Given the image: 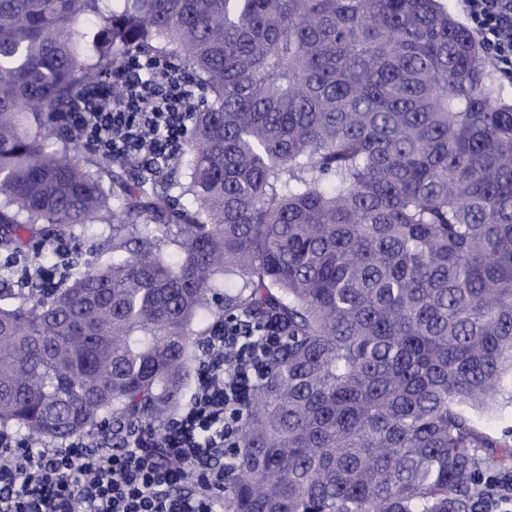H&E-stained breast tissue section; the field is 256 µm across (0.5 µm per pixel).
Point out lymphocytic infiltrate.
<instances>
[{
	"label": "lymphocytic infiltrate",
	"mask_w": 512,
	"mask_h": 512,
	"mask_svg": "<svg viewBox=\"0 0 512 512\" xmlns=\"http://www.w3.org/2000/svg\"><path fill=\"white\" fill-rule=\"evenodd\" d=\"M487 60L512 76V0H458ZM181 117L125 112L112 124L132 154H174ZM263 335L240 326L237 337H206L196 364L199 383L185 406L164 419L168 437L155 443L134 428L113 448L109 430L56 446L28 445L0 429V512H223L221 490L233 474L224 445L236 437L232 415L260 374L254 361Z\"/></svg>",
	"instance_id": "1"
}]
</instances>
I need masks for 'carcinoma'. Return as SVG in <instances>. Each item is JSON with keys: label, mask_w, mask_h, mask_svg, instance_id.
Segmentation results:
<instances>
[{"label": "carcinoma", "mask_w": 512, "mask_h": 512, "mask_svg": "<svg viewBox=\"0 0 512 512\" xmlns=\"http://www.w3.org/2000/svg\"><path fill=\"white\" fill-rule=\"evenodd\" d=\"M147 101L172 159L112 153ZM0 258L31 443L164 441L247 320L224 512H479L512 474V97L442 0H0Z\"/></svg>", "instance_id": "1"}]
</instances>
